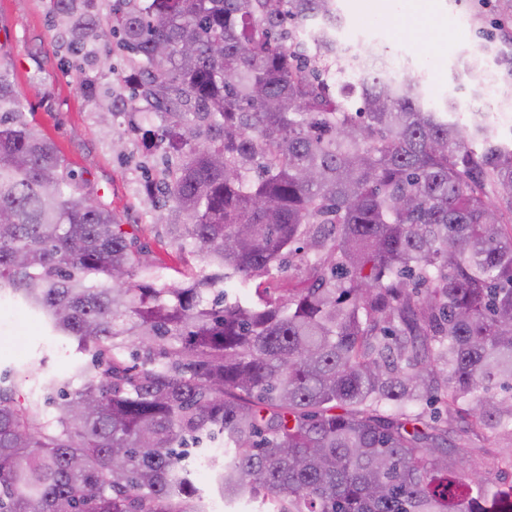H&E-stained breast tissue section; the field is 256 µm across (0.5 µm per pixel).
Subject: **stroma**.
<instances>
[{"label": "stroma", "instance_id": "1", "mask_svg": "<svg viewBox=\"0 0 512 512\" xmlns=\"http://www.w3.org/2000/svg\"><path fill=\"white\" fill-rule=\"evenodd\" d=\"M366 0H338L343 17L341 40L354 46L377 44L401 56L427 75L428 91L438 97L470 103L471 86L462 75L465 62L486 65L484 45L499 40L500 0H486L484 22L462 31L460 10L453 0H434L433 16L413 22L412 37L400 33L392 17H373ZM0 53L10 62L29 120L48 137L74 175L98 190L104 202L136 235L147 260H160L168 279H175L176 252L168 244L163 225L154 223L142 192L139 168L147 152L132 132L138 115L108 127L99 109L84 92L94 70L64 66L66 52L58 48L49 25L46 0H0ZM89 365L75 341L48 335L44 326L10 299L0 300V372L30 369L43 376Z\"/></svg>", "mask_w": 512, "mask_h": 512}]
</instances>
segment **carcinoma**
I'll use <instances>...</instances> for the list:
<instances>
[{
    "label": "carcinoma",
    "instance_id": "cac0c4a2",
    "mask_svg": "<svg viewBox=\"0 0 512 512\" xmlns=\"http://www.w3.org/2000/svg\"><path fill=\"white\" fill-rule=\"evenodd\" d=\"M94 8L47 3L80 64L130 61L85 92L141 114L186 268L141 258L0 59V298L92 357L0 385V512H197L189 446L226 508L512 512V144L339 40L337 0ZM496 63L512 98V37Z\"/></svg>",
    "mask_w": 512,
    "mask_h": 512
}]
</instances>
